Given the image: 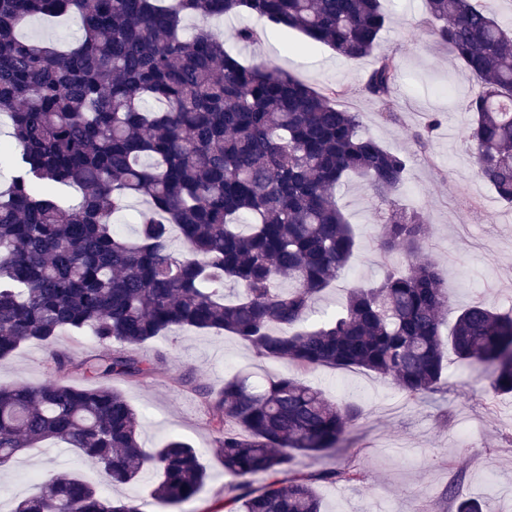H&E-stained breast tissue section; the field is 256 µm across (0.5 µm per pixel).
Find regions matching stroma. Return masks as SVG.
<instances>
[{
	"label": "stroma",
	"instance_id": "35a3bbf8",
	"mask_svg": "<svg viewBox=\"0 0 512 512\" xmlns=\"http://www.w3.org/2000/svg\"><path fill=\"white\" fill-rule=\"evenodd\" d=\"M392 16L378 53L395 55L402 79L390 100L371 98L364 83L374 57L344 61L328 47L307 43L299 32H268L264 23L244 15L220 21L226 49L252 64L266 62L291 71L323 89L342 85V106L361 113L363 133L385 148L405 153L409 163L396 201L423 210L431 231L418 258L443 273L452 309L482 300L512 311V209L500 203L476 175L462 131L470 119L466 95L475 81L462 71L431 32L424 0H383ZM257 31L251 43L239 42L234 30ZM393 112L397 121L386 120ZM441 124L427 150L416 147L413 135L429 116ZM336 200L353 224L358 245L347 269L328 288L311 315L319 320L340 309L350 288L379 281L399 255L384 256L377 237L387 205L364 183L349 180ZM91 332L66 335L54 349L22 345L0 362V385H39L51 376L54 352L82 360L102 352ZM134 353L145 366L156 368L155 379L136 383L112 381L140 419L139 436L152 447L176 435L196 448L209 450L213 434L197 396L182 387L193 373L202 383L218 387L235 373L276 376L292 371L283 360L261 359L230 334L172 331L138 346ZM482 368L449 358L448 372L437 392L407 399L389 379L361 369L321 368L308 382L336 401L358 406L362 414L333 457H304L305 473L330 466L356 465L362 481L345 484L316 482L323 512H450L445 496L456 485L463 497L488 504L492 512H512V396L489 398ZM57 469H80L73 453L53 440L26 451L0 471V499L13 503L29 492L27 481L46 462Z\"/></svg>",
	"mask_w": 512,
	"mask_h": 512
}]
</instances>
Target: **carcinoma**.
<instances>
[{"mask_svg":"<svg viewBox=\"0 0 512 512\" xmlns=\"http://www.w3.org/2000/svg\"><path fill=\"white\" fill-rule=\"evenodd\" d=\"M426 9L435 38L477 81L464 130L477 176L512 203V28L473 0H426ZM244 12L349 61L372 55L389 21L381 0H0V114L12 138L0 142V161L16 169L0 190V360L86 329L107 345L75 365L85 386H0L1 469L56 439L108 484L152 470L157 503L195 497L209 477L199 451L175 436L144 447L136 411L103 384L152 377L132 348L172 330L227 332L295 367L259 381L234 374L218 388L184 375L208 416L211 456L232 478L228 512H321L314 481H361L355 466L296 470L300 457L334 454L360 415L306 382L318 368L363 369L418 397L441 383L450 349L491 368V396L512 393V315L477 301L441 335L448 293L438 268L417 260L428 220L392 199L406 155L361 133L360 114L336 103L340 89L246 65L211 27L184 32L188 17ZM73 15L72 46L19 34L28 21ZM399 80L397 61L383 56L365 91L385 100ZM352 176L389 205L379 246L400 252L405 268L352 289L313 323V304L356 246L334 196ZM60 185L78 187L79 202L61 204ZM134 199L148 210L130 237L115 218ZM227 283L238 290L230 301ZM448 499L454 512H488L453 485ZM142 506L48 468L12 512Z\"/></svg>","mask_w":512,"mask_h":512,"instance_id":"carcinoma-1","label":"carcinoma"}]
</instances>
